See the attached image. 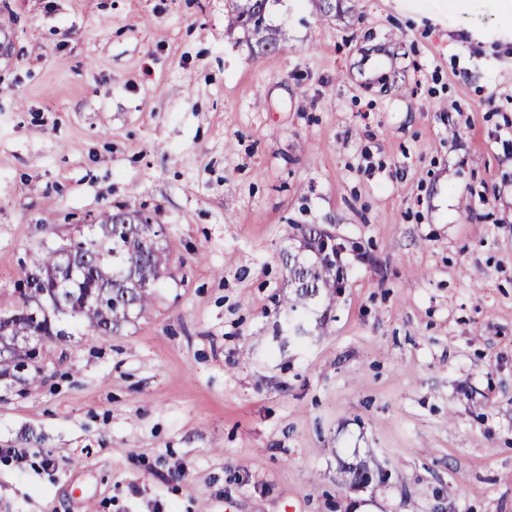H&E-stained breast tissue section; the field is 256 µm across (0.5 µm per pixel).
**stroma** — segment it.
Segmentation results:
<instances>
[{"label": "stroma", "mask_w": 512, "mask_h": 512, "mask_svg": "<svg viewBox=\"0 0 512 512\" xmlns=\"http://www.w3.org/2000/svg\"><path fill=\"white\" fill-rule=\"evenodd\" d=\"M224 4L0 0V311L102 213L169 253L146 314L0 378V512H512L496 0H273L262 54ZM312 228L347 276L294 320Z\"/></svg>", "instance_id": "obj_1"}]
</instances>
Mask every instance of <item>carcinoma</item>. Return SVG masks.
<instances>
[{
  "label": "carcinoma",
  "instance_id": "carcinoma-1",
  "mask_svg": "<svg viewBox=\"0 0 512 512\" xmlns=\"http://www.w3.org/2000/svg\"><path fill=\"white\" fill-rule=\"evenodd\" d=\"M270 0H226L225 19L228 28L241 27L256 36L260 50L276 46L285 34L266 25V12ZM81 255L88 261L76 282L59 289L64 308L53 306L50 314L34 305L28 314L19 318L0 344V377L12 376L27 367V361L35 358L31 342L63 339L68 333L57 328L58 315H66L76 325L89 328L101 336H108L128 322L132 312L144 313L152 301L153 290L144 288L141 282L158 283L164 275L168 256L159 248L157 227L144 221L141 212L120 214L103 213L94 229L78 238ZM59 266L57 251L37 254L26 274V288L21 300L36 294L40 302H52L54 287L50 273ZM296 285L293 303L288 309L316 297L320 291L336 290V269L327 261L319 265H304L298 261L289 267ZM350 481L373 480L381 468L371 470L365 464L343 467Z\"/></svg>",
  "mask_w": 512,
  "mask_h": 512
}]
</instances>
